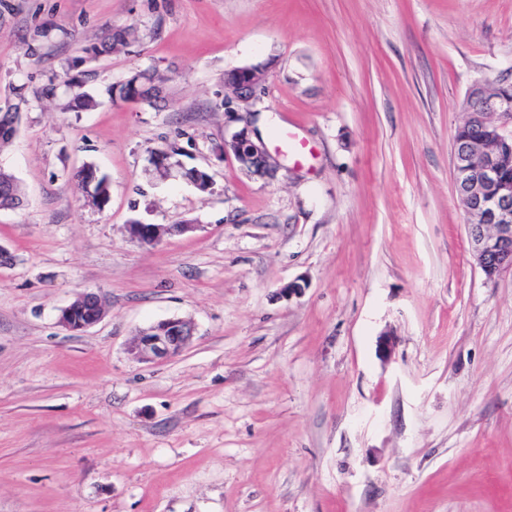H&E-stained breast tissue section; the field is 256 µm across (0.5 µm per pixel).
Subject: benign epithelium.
<instances>
[{
	"instance_id": "1",
	"label": "benign epithelium",
	"mask_w": 512,
	"mask_h": 512,
	"mask_svg": "<svg viewBox=\"0 0 512 512\" xmlns=\"http://www.w3.org/2000/svg\"><path fill=\"white\" fill-rule=\"evenodd\" d=\"M233 73L239 75L232 86L235 97L246 103L255 100L266 80L264 70L242 67L225 73L224 80H229ZM503 103L500 97H483L481 111L470 113V119L485 135L457 144L452 152L455 190L462 205L466 211L481 214L487 220L485 224H468L466 229L470 254L490 280L512 272V181L505 177L512 167V152L488 145L487 136L492 117L501 111ZM217 155L234 159L239 170L249 177L273 180L280 169L266 143L249 124L225 134ZM193 229V224L174 228L158 224L127 225L133 241L149 246L158 243L166 233ZM102 316L99 295L85 292L60 309L59 323L78 333L99 322ZM193 334V325L182 318L160 321L137 334L131 352L143 360L171 359L185 349Z\"/></svg>"
}]
</instances>
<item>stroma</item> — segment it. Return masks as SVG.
<instances>
[{"instance_id": "1", "label": "stroma", "mask_w": 512, "mask_h": 512, "mask_svg": "<svg viewBox=\"0 0 512 512\" xmlns=\"http://www.w3.org/2000/svg\"><path fill=\"white\" fill-rule=\"evenodd\" d=\"M77 58L99 104L64 112ZM139 70L161 106L109 98ZM487 80L512 82V0H0V109L26 98L0 146V512H512V272L471 258L451 158ZM231 110L305 160L218 159ZM167 145L208 192L145 175ZM134 218L193 230L140 245ZM87 291L104 315L70 332ZM169 318L185 351L136 359ZM239 75V78L233 83L232 89L235 97L242 102L256 100L257 93L266 80V74L263 69L258 67H242L224 74V85L229 81L231 74ZM77 177L83 184L86 194L92 198V206L99 210L104 209L110 199V185L107 178L105 176L98 177L91 168L81 169ZM91 184L93 186L90 191ZM103 316L102 301L98 294L85 292L69 305L60 309L59 323L70 332H81ZM193 334L190 322L182 318L167 319L141 330L130 350L143 360L171 359L185 349Z\"/></svg>"}]
</instances>
